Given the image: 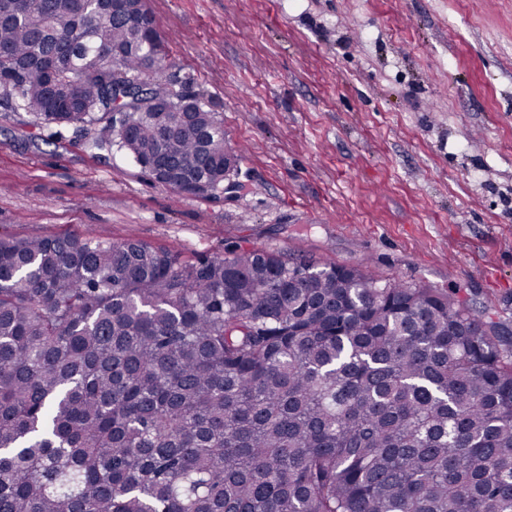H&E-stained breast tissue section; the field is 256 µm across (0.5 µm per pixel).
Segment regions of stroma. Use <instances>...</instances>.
<instances>
[{
    "label": "stroma",
    "mask_w": 512,
    "mask_h": 512,
    "mask_svg": "<svg viewBox=\"0 0 512 512\" xmlns=\"http://www.w3.org/2000/svg\"><path fill=\"white\" fill-rule=\"evenodd\" d=\"M242 189L176 194L0 97V237L237 248L454 292L512 327V0H146Z\"/></svg>",
    "instance_id": "obj_1"
}]
</instances>
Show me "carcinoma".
<instances>
[{"mask_svg": "<svg viewBox=\"0 0 512 512\" xmlns=\"http://www.w3.org/2000/svg\"><path fill=\"white\" fill-rule=\"evenodd\" d=\"M5 5L17 109L166 161L176 193L224 189L239 155L159 78L157 29ZM0 512H512V341L453 294L336 263L0 238Z\"/></svg>", "mask_w": 512, "mask_h": 512, "instance_id": "1", "label": "carcinoma"}]
</instances>
